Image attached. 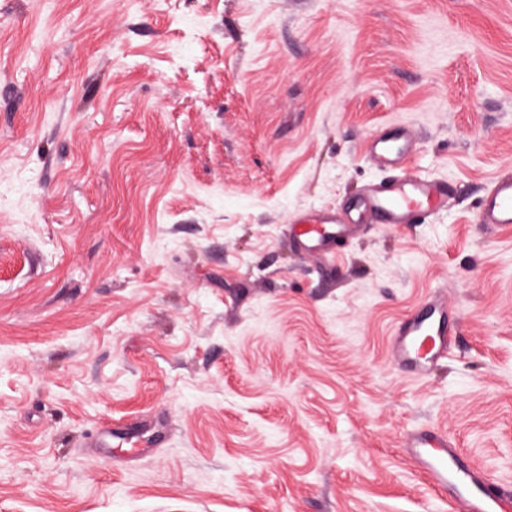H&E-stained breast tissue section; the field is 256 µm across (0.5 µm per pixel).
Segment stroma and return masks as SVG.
<instances>
[{
    "label": "stroma",
    "mask_w": 512,
    "mask_h": 512,
    "mask_svg": "<svg viewBox=\"0 0 512 512\" xmlns=\"http://www.w3.org/2000/svg\"><path fill=\"white\" fill-rule=\"evenodd\" d=\"M409 167L448 207L331 274L289 242ZM512 0H0V512H448L436 426L512 491ZM458 318L429 378L396 324ZM481 224L512 225V169L503 171L488 185L479 204ZM455 311L441 294L429 296L422 308L400 322L389 346L392 363L415 379H425L442 359L457 328Z\"/></svg>",
    "instance_id": "1"
}]
</instances>
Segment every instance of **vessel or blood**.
I'll list each match as a JSON object with an SVG mask.
<instances>
[{
	"instance_id": "vessel-or-blood-1",
	"label": "vessel or blood",
	"mask_w": 512,
	"mask_h": 512,
	"mask_svg": "<svg viewBox=\"0 0 512 512\" xmlns=\"http://www.w3.org/2000/svg\"><path fill=\"white\" fill-rule=\"evenodd\" d=\"M407 129H382L370 143L369 155L389 171L388 180L373 184L356 200L335 211L313 210L297 217L291 232L305 257L335 261L337 249L370 224H414L428 213L447 207L452 190L447 182L410 173L405 159L415 147ZM481 223L512 225V169L488 185L479 204ZM457 328L455 312L445 296L434 294L422 308L400 322L389 346L392 363L416 379L427 378L447 358ZM412 464L430 487L447 496L449 512H512V495L460 455L447 433L416 428L402 437Z\"/></svg>"
}]
</instances>
